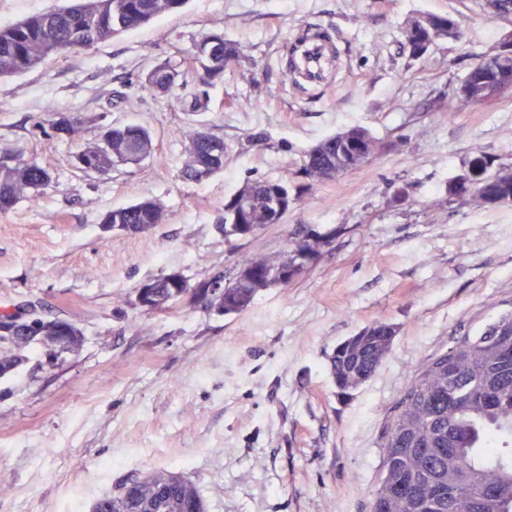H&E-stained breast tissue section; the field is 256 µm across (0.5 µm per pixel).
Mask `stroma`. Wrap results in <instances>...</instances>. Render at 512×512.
<instances>
[{"label":"stroma","mask_w":512,"mask_h":512,"mask_svg":"<svg viewBox=\"0 0 512 512\" xmlns=\"http://www.w3.org/2000/svg\"><path fill=\"white\" fill-rule=\"evenodd\" d=\"M419 13L454 17L461 38L411 58L401 26ZM310 26L329 32L339 67L301 94L282 78L284 49ZM210 32L244 56L198 116L227 150L223 171L196 184L180 176L187 115L140 81ZM511 35L482 0H188L0 78V155L56 176L0 214V308L34 302L83 333L77 351L34 353L0 379V512H91L156 469L193 482L206 512H370L378 442L416 369L512 310V206L478 210L456 190L476 160L512 169V94L442 110L474 58ZM61 113L84 117L74 139L40 130ZM134 124L155 138L149 158L106 175L74 167L101 126ZM355 126L385 144L369 164L315 186L282 223L225 235L224 205L247 181L298 187L306 153ZM400 136L405 147L388 149ZM144 198L164 223L102 231L105 213ZM301 231L326 239L319 259L241 314L186 297L149 315L132 305L163 275L194 286L233 278L245 253L285 258ZM376 321L395 327L392 350L338 400L328 357Z\"/></svg>","instance_id":"obj_1"}]
</instances>
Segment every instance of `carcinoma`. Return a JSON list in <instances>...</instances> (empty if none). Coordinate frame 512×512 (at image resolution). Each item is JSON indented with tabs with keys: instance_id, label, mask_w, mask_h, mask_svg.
<instances>
[{
	"instance_id": "carcinoma-1",
	"label": "carcinoma",
	"mask_w": 512,
	"mask_h": 512,
	"mask_svg": "<svg viewBox=\"0 0 512 512\" xmlns=\"http://www.w3.org/2000/svg\"><path fill=\"white\" fill-rule=\"evenodd\" d=\"M186 0H80L79 3L30 16L0 27V77L32 69L53 55L91 47L152 20L180 11ZM411 44L413 58H421L419 32L412 22L402 30ZM241 47L210 33L194 45V52L175 65L167 60L145 74L142 89L151 93L178 92L182 111L190 116L207 108L209 88L236 67ZM475 74L512 72V56L493 63L475 58ZM483 88L472 84V93L448 101V116L481 103ZM66 128L52 120L49 128L59 139L73 137L83 123L62 116ZM365 137L364 162L369 163L378 145L369 131L353 127ZM186 158L182 179L201 183L224 169V139L207 129L188 124L184 132ZM155 150L150 129L127 125L105 129L100 140L75 154L83 172L104 175L118 165L139 164ZM347 152L330 136L310 150L301 167L304 184L293 194L279 196L281 182L255 179L224 205V224H238L241 235L255 234L267 224H279L301 200L302 194L324 182L322 169L336 162L346 169ZM54 182L52 170L34 161L9 156L0 159V213L22 198L32 200ZM458 192L470 196L472 205L487 209L512 203V182L490 175L482 185L459 184ZM165 213L154 199H143L105 214L102 223L132 226L142 232L162 224ZM269 257L244 256L235 279L224 281L219 271L195 287L177 273L152 280L154 287L134 290L133 305L145 314L192 294L196 301L223 315L248 309L256 293L270 286ZM214 281L224 283V297L214 304L207 296ZM60 318L35 315L23 324L27 340L17 345L0 335V375L14 374L41 349L50 358L67 351L68 340ZM336 345L329 357V371L336 396L347 397L374 376L392 349L394 328L376 321ZM512 351V310L500 314L474 336L461 337L448 351L427 359L407 383L380 437L381 470L371 491V512H512V360L503 362V351ZM92 512H206L196 486L178 473L152 470L120 484L98 498Z\"/></svg>"
}]
</instances>
